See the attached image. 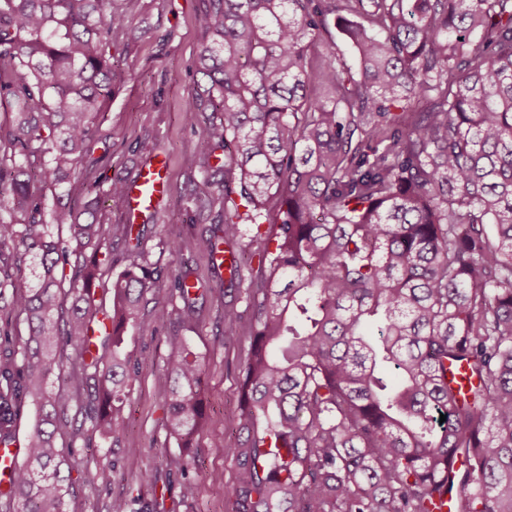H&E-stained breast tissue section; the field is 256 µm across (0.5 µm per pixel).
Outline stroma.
Masks as SVG:
<instances>
[{
    "label": "stroma",
    "instance_id": "stroma-1",
    "mask_svg": "<svg viewBox=\"0 0 512 512\" xmlns=\"http://www.w3.org/2000/svg\"><path fill=\"white\" fill-rule=\"evenodd\" d=\"M124 7L126 23L112 33V95L97 132L95 175L127 182L155 157L167 161L170 192L144 228L148 260L162 271L148 297L166 306L169 315L177 314L181 303L171 294V281L190 268L199 297L186 336L205 367L207 417L190 466L183 472L171 469L170 458L182 453L165 428L163 411L169 387L163 366L172 326L168 318L147 314L141 329L125 334V350L137 374L118 440L89 442L69 434L57 439L59 448L79 463L66 509L111 512L112 503L122 500L129 512H231L225 488L236 466L229 447L251 309L228 276L216 273L210 255L194 247L224 210V193L219 186H205L209 164L195 148L196 60L208 40L200 23L204 0H126ZM171 235L184 240L182 254L167 250L165 240ZM228 307L240 313V321L225 322ZM103 468L111 474L106 485L97 478ZM148 471L154 484L141 481ZM188 483L195 486L194 495H184Z\"/></svg>",
    "mask_w": 512,
    "mask_h": 512
}]
</instances>
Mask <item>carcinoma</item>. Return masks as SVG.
I'll use <instances>...</instances> for the list:
<instances>
[{"label": "carcinoma", "instance_id": "obj_1", "mask_svg": "<svg viewBox=\"0 0 512 512\" xmlns=\"http://www.w3.org/2000/svg\"><path fill=\"white\" fill-rule=\"evenodd\" d=\"M201 22L196 148L224 151V219L195 247L214 257L241 225L274 226L269 274L245 289L232 512H512V0H207ZM124 23L121 0H0V256L16 249L0 299L12 289L30 329L21 367L0 366V442L19 401L36 410L17 512H66L75 462L55 436L71 408L102 440L121 431L123 335L161 275L143 229L106 231L90 204L48 211L36 187L98 192ZM316 41L331 51L314 62ZM118 266L95 337L93 290ZM171 288L165 424L191 448L204 368L181 332L198 286L186 269ZM62 344L75 390L49 392Z\"/></svg>", "mask_w": 512, "mask_h": 512}]
</instances>
